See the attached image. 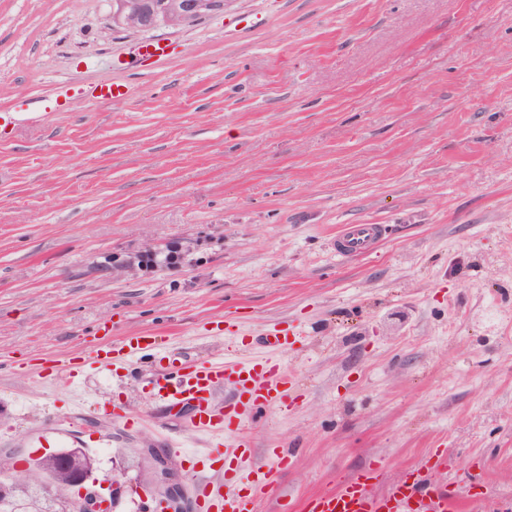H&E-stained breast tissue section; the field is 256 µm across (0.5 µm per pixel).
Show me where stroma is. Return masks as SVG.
<instances>
[{
  "instance_id": "obj_1",
  "label": "stroma",
  "mask_w": 512,
  "mask_h": 512,
  "mask_svg": "<svg viewBox=\"0 0 512 512\" xmlns=\"http://www.w3.org/2000/svg\"><path fill=\"white\" fill-rule=\"evenodd\" d=\"M106 0H0V455L24 469L69 437L98 478L156 430L183 361H248L265 337L286 402L248 412L249 462L291 458L259 512H301L379 466L394 483L445 452L464 512H512V0H230L172 30L110 31ZM158 41L163 57L145 56ZM130 86L121 103L92 98ZM343 224H381L361 258ZM180 246L140 277L87 275L112 254ZM163 337L83 376L78 409L42 366ZM183 483L236 461L168 449Z\"/></svg>"
}]
</instances>
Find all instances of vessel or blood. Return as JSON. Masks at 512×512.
Masks as SVG:
<instances>
[{
	"label": "vessel or blood",
	"mask_w": 512,
	"mask_h": 512,
	"mask_svg": "<svg viewBox=\"0 0 512 512\" xmlns=\"http://www.w3.org/2000/svg\"><path fill=\"white\" fill-rule=\"evenodd\" d=\"M382 236V225L347 224L336 238V251L344 257L363 255ZM158 343L155 336H136L120 347L86 354L82 367L73 366L68 359L61 361L59 371L66 379L71 399L79 397L84 369L115 365L117 360ZM227 381L235 384L246 405L261 408L282 400L285 380L279 363L271 357L243 365L221 359L186 361L177 370L156 375L152 388L155 396L169 405L183 404L193 410V429L205 437L207 450L213 452L224 445L225 430L239 417L235 403H227L219 411L211 406L214 390ZM284 464L283 457L278 456L273 464L247 466L230 478L191 483L189 493L208 512H257L260 500L269 496ZM449 494L447 486L426 475L409 483L389 485L380 494L372 492L366 477L357 476L319 494L308 508L310 512H448Z\"/></svg>",
	"instance_id": "b4317fda"
}]
</instances>
